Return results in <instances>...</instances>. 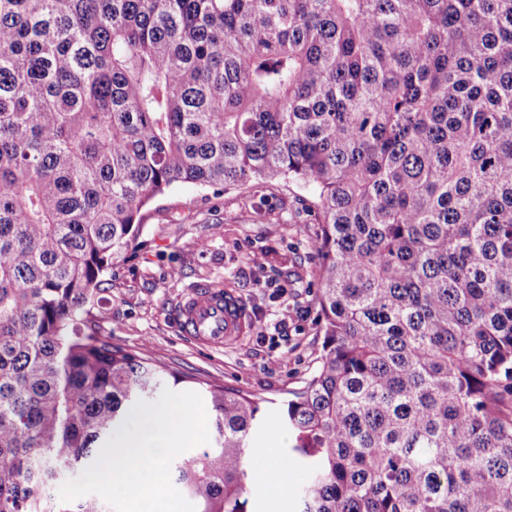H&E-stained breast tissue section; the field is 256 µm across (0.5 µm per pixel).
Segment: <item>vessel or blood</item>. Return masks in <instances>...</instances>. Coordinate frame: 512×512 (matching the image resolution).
<instances>
[{
  "mask_svg": "<svg viewBox=\"0 0 512 512\" xmlns=\"http://www.w3.org/2000/svg\"><path fill=\"white\" fill-rule=\"evenodd\" d=\"M175 316L186 336L220 346L241 331L246 309L241 298L232 291L203 288L182 302Z\"/></svg>",
  "mask_w": 512,
  "mask_h": 512,
  "instance_id": "1",
  "label": "vessel or blood"
}]
</instances>
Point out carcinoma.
Returning <instances> with one entry per match:
<instances>
[{
    "label": "carcinoma",
    "mask_w": 512,
    "mask_h": 512,
    "mask_svg": "<svg viewBox=\"0 0 512 512\" xmlns=\"http://www.w3.org/2000/svg\"><path fill=\"white\" fill-rule=\"evenodd\" d=\"M314 192L319 367L283 404L300 512H512V0H0V512L183 377L98 336L177 184ZM195 512H248L264 401L200 384Z\"/></svg>",
    "instance_id": "obj_1"
}]
</instances>
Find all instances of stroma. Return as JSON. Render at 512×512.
Instances as JSON below:
<instances>
[{
    "label": "stroma",
    "mask_w": 512,
    "mask_h": 512,
    "mask_svg": "<svg viewBox=\"0 0 512 512\" xmlns=\"http://www.w3.org/2000/svg\"><path fill=\"white\" fill-rule=\"evenodd\" d=\"M312 201L309 189L284 180L252 178L226 192L173 187L147 206L131 250L113 261L99 294V335L185 376L187 391L201 380L276 403L292 398L323 341ZM256 255L261 263H253ZM201 286L227 287L242 299L247 319L237 339L208 347L183 336L172 312ZM290 443L269 414L248 450V469ZM291 472L284 490L250 479L248 512H296L307 472Z\"/></svg>",
    "instance_id": "obj_1"
}]
</instances>
